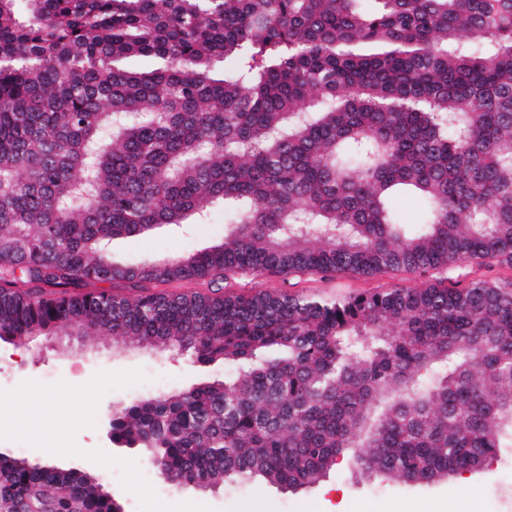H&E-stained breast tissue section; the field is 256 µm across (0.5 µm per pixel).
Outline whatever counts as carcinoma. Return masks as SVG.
I'll use <instances>...</instances> for the list:
<instances>
[{
  "label": "carcinoma",
  "mask_w": 512,
  "mask_h": 512,
  "mask_svg": "<svg viewBox=\"0 0 512 512\" xmlns=\"http://www.w3.org/2000/svg\"><path fill=\"white\" fill-rule=\"evenodd\" d=\"M136 55L166 68L115 66ZM220 204V244L105 252ZM501 261L512 0H0V343L74 329L233 367L113 409L112 442L163 480L297 490L344 456L398 484L481 470L512 448V282L345 300L224 283ZM180 281L209 292L157 290ZM118 509L79 468L0 452V512Z\"/></svg>",
  "instance_id": "obj_1"
}]
</instances>
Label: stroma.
Here are the masks:
<instances>
[{"label":"stroma","mask_w":512,"mask_h":512,"mask_svg":"<svg viewBox=\"0 0 512 512\" xmlns=\"http://www.w3.org/2000/svg\"><path fill=\"white\" fill-rule=\"evenodd\" d=\"M224 237V212L205 224L162 225L146 236L114 240L109 254L128 265L157 264L187 250H202ZM261 289L300 297L348 298L422 284L418 274L383 269L369 275L264 274ZM221 364L201 365L174 351H151L130 344L115 349L98 336L82 346L80 337L46 341L41 351L0 345V450L30 462L79 467L112 490L122 512H324L325 504H345L346 512H399L418 503L417 512H512V452L503 451L466 481L451 478L409 488L382 478L356 477L349 459L319 484L296 491L250 481L225 483L214 491L180 487L159 478L136 448L113 444L104 419L116 404L148 395L187 389L223 379ZM27 415L36 430L17 421ZM466 495H457L459 484ZM149 497H142L141 487Z\"/></svg>","instance_id":"obj_1"}]
</instances>
